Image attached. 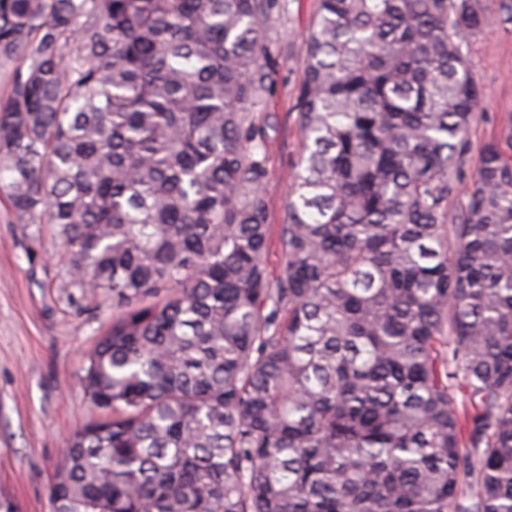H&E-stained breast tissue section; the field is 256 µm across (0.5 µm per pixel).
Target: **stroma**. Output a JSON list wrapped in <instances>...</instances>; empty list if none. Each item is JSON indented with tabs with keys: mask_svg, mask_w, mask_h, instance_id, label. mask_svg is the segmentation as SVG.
Listing matches in <instances>:
<instances>
[{
	"mask_svg": "<svg viewBox=\"0 0 512 512\" xmlns=\"http://www.w3.org/2000/svg\"><path fill=\"white\" fill-rule=\"evenodd\" d=\"M487 5L488 22L463 47L482 91L462 158L468 177L512 113V0ZM315 11V0H287L266 34L276 72L254 112L270 137L265 193L273 224L286 216L301 149L302 44ZM61 252L57 225L16 223L0 204V503L13 512H53L49 486L66 441L99 415L83 376L88 354L112 323V297L84 301L69 285Z\"/></svg>",
	"mask_w": 512,
	"mask_h": 512,
	"instance_id": "stroma-1",
	"label": "stroma"
}]
</instances>
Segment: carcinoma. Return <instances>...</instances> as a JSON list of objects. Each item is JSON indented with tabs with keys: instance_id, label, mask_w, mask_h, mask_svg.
Wrapping results in <instances>:
<instances>
[{
	"instance_id": "obj_1",
	"label": "carcinoma",
	"mask_w": 512,
	"mask_h": 512,
	"mask_svg": "<svg viewBox=\"0 0 512 512\" xmlns=\"http://www.w3.org/2000/svg\"><path fill=\"white\" fill-rule=\"evenodd\" d=\"M316 5L273 225L285 3L0 0V201L112 294L54 512H512V114L449 209L488 7ZM316 0H287L286 10L273 17L266 44L276 62L274 84L254 112L268 125L269 177L265 187L271 224L286 216L290 176L299 158L302 132L297 123L298 90L304 78L302 44L316 11Z\"/></svg>"
}]
</instances>
